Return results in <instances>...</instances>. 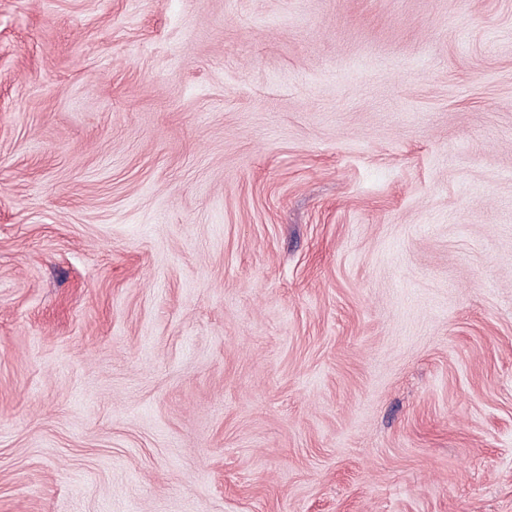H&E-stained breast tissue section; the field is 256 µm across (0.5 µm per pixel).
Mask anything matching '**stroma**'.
<instances>
[{
	"label": "stroma",
	"instance_id": "35a3bbf8",
	"mask_svg": "<svg viewBox=\"0 0 512 512\" xmlns=\"http://www.w3.org/2000/svg\"><path fill=\"white\" fill-rule=\"evenodd\" d=\"M0 512H512V0H0Z\"/></svg>",
	"mask_w": 512,
	"mask_h": 512
}]
</instances>
